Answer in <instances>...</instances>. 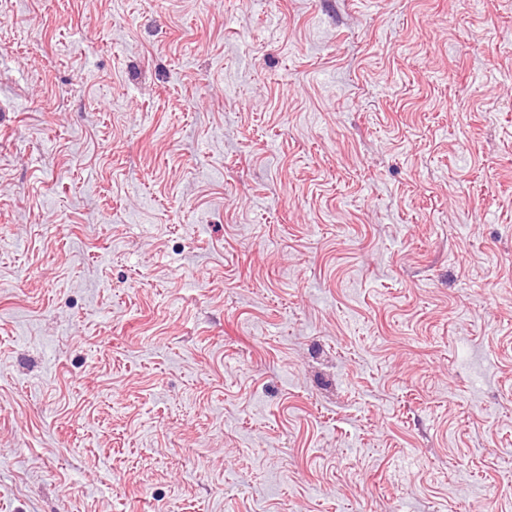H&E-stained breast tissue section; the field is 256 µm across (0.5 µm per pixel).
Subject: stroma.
Masks as SVG:
<instances>
[{
  "label": "stroma",
  "instance_id": "obj_1",
  "mask_svg": "<svg viewBox=\"0 0 512 512\" xmlns=\"http://www.w3.org/2000/svg\"><path fill=\"white\" fill-rule=\"evenodd\" d=\"M0 512H512V0H0Z\"/></svg>",
  "mask_w": 512,
  "mask_h": 512
}]
</instances>
